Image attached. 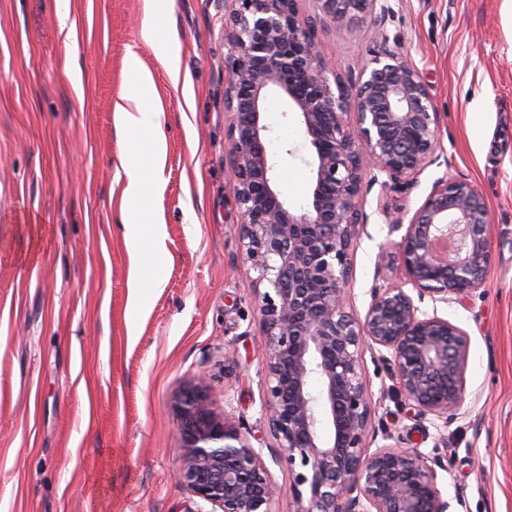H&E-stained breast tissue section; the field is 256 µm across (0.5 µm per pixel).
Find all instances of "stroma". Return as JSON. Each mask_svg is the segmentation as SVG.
Listing matches in <instances>:
<instances>
[{
  "instance_id": "35a3bbf8",
  "label": "stroma",
  "mask_w": 512,
  "mask_h": 512,
  "mask_svg": "<svg viewBox=\"0 0 512 512\" xmlns=\"http://www.w3.org/2000/svg\"><path fill=\"white\" fill-rule=\"evenodd\" d=\"M384 29L363 14L338 20L298 0L344 79L356 80L385 39L423 73L439 127L437 164L409 190L373 187L367 234L348 285L365 314L379 246L399 241L377 209L409 220L442 176L475 184L490 210L492 263L468 306L438 313L470 337L466 399L431 431L437 486L456 512H512V0H390ZM179 50L171 81L142 38L145 0H70L68 39L58 0H0V512H194L174 478L181 437L173 401L205 369L216 407L262 439L265 347L252 282L232 227L230 114L224 109V13L231 0H166ZM138 53L163 112L165 181L135 223L159 224L164 283L127 325L134 256L117 206L127 151L113 118L123 63ZM75 61L84 93L65 70ZM267 148L293 210L308 202L312 158L299 114L270 94ZM236 365L224 368L225 352ZM364 367L376 423L418 440L372 355Z\"/></svg>"
}]
</instances>
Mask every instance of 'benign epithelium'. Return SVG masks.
Listing matches in <instances>:
<instances>
[{"label": "benign epithelium", "instance_id": "benign-epithelium-1", "mask_svg": "<svg viewBox=\"0 0 512 512\" xmlns=\"http://www.w3.org/2000/svg\"><path fill=\"white\" fill-rule=\"evenodd\" d=\"M224 18L229 73L224 106L236 234L258 276L265 341L262 414L288 465L296 512H452L437 488L440 461L375 425L363 352L385 367L403 405L435 427L457 419L466 397L468 333L438 315L465 304L492 262L489 210L471 182L441 177L408 224L380 214L401 269L385 275L386 249L364 317L347 311L352 257L370 216L374 185L399 190L435 164L438 129L422 72L390 49L345 82L325 58L297 0H234ZM335 19L374 16L383 40L389 0H321ZM276 91L299 112L312 156L307 207L290 210L277 191L266 149L263 101ZM385 176L379 180V176ZM267 291L260 292L261 285ZM431 301L432 310L422 307ZM181 456L178 482L210 505L194 512H274L283 493L254 434L210 399L205 373L175 396ZM382 438L384 444L369 451Z\"/></svg>", "mask_w": 512, "mask_h": 512}]
</instances>
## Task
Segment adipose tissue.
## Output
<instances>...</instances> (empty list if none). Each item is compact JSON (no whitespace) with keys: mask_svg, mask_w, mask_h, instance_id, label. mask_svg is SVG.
<instances>
[{"mask_svg":"<svg viewBox=\"0 0 512 512\" xmlns=\"http://www.w3.org/2000/svg\"><path fill=\"white\" fill-rule=\"evenodd\" d=\"M152 13L143 27L142 37L151 47L158 63L170 75L178 73V52L174 40L161 31L163 0H150ZM127 75V90L113 107L117 129L126 139H135L145 129L152 136L146 143L137 145L138 153L146 158L144 165L122 160L125 174L119 199L120 213H128L146 196L149 188L157 187L163 179L165 133L162 126V112L148 102L152 87V75L136 53H129L124 60ZM124 238L127 246L139 254L138 266L131 278L130 315H137L146 290L161 287L162 266L158 261L164 250V241L158 225H151L149 231L139 226L125 225Z\"/></svg>","mask_w":512,"mask_h":512,"instance_id":"obj_1","label":"adipose tissue"}]
</instances>
